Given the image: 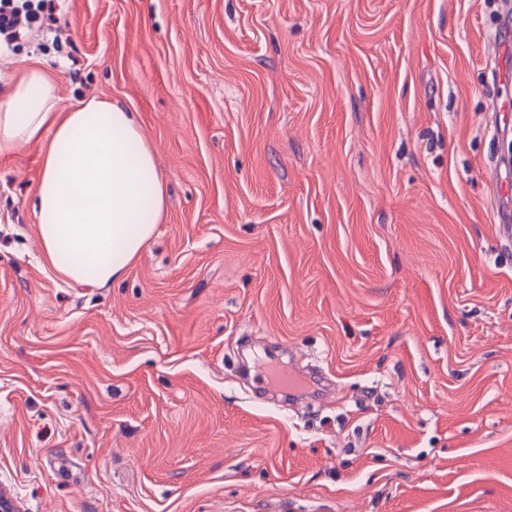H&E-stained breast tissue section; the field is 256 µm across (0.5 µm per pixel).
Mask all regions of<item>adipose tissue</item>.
I'll list each match as a JSON object with an SVG mask.
<instances>
[{"label":"adipose tissue","instance_id":"obj_1","mask_svg":"<svg viewBox=\"0 0 512 512\" xmlns=\"http://www.w3.org/2000/svg\"><path fill=\"white\" fill-rule=\"evenodd\" d=\"M46 132L34 226L43 258L69 280L112 283L151 240L165 208L153 149L118 103L92 98L60 109L53 77L33 66L0 99V156Z\"/></svg>","mask_w":512,"mask_h":512}]
</instances>
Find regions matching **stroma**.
<instances>
[{
  "label": "stroma",
  "instance_id": "35a3bbf8",
  "mask_svg": "<svg viewBox=\"0 0 512 512\" xmlns=\"http://www.w3.org/2000/svg\"><path fill=\"white\" fill-rule=\"evenodd\" d=\"M497 0H60L0 54L135 112L166 208L125 277L0 157V491L22 512H512ZM332 389L289 407L255 367Z\"/></svg>",
  "mask_w": 512,
  "mask_h": 512
}]
</instances>
